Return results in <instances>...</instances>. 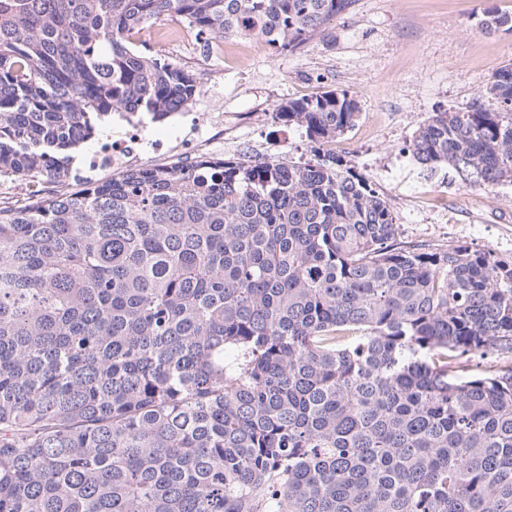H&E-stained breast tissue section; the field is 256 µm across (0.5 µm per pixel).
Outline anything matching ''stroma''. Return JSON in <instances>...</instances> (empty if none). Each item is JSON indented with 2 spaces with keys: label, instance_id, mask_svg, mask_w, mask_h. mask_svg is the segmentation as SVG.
<instances>
[{
  "label": "stroma",
  "instance_id": "35a3bbf8",
  "mask_svg": "<svg viewBox=\"0 0 512 512\" xmlns=\"http://www.w3.org/2000/svg\"><path fill=\"white\" fill-rule=\"evenodd\" d=\"M487 9L512 15V0H356L326 37L293 52L255 47L237 34L216 49L194 38L162 47L195 74L198 93L193 122L165 139L150 163H184L185 141H197L201 121L220 112L219 156H339L393 207L397 246L466 245L511 261L512 184L491 193L466 188L448 169L426 171L411 153L420 126L468 106L512 59V32L479 31L477 16ZM328 90L354 94L360 112L348 131L315 151L303 130L275 122L273 109Z\"/></svg>",
  "mask_w": 512,
  "mask_h": 512
}]
</instances>
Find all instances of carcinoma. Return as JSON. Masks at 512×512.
<instances>
[{"mask_svg":"<svg viewBox=\"0 0 512 512\" xmlns=\"http://www.w3.org/2000/svg\"><path fill=\"white\" fill-rule=\"evenodd\" d=\"M355 2L0 0V177L64 183L104 117L193 103L141 30L293 51ZM358 112L331 90L274 119L321 145ZM411 147L466 188L512 183V61ZM397 233L334 154L0 206V512H512V263Z\"/></svg>","mask_w":512,"mask_h":512,"instance_id":"carcinoma-1","label":"carcinoma"}]
</instances>
